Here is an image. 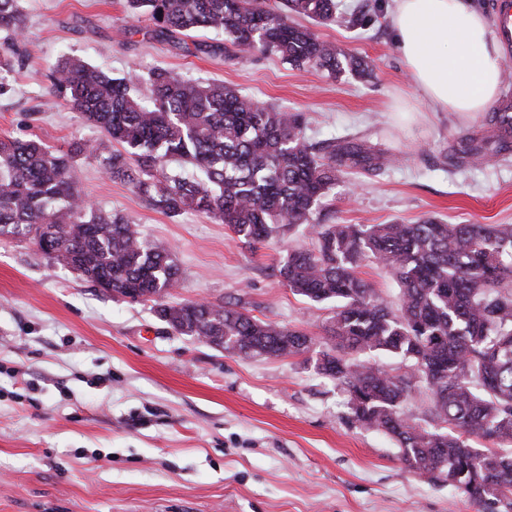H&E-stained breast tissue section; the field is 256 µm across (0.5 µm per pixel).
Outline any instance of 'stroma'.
<instances>
[{"mask_svg": "<svg viewBox=\"0 0 512 512\" xmlns=\"http://www.w3.org/2000/svg\"><path fill=\"white\" fill-rule=\"evenodd\" d=\"M27 58L0 97V136L67 149L99 131L49 94L67 53L120 76L164 68L218 82L261 104L303 112L319 141L355 135L391 163L337 181L329 224H512V155L460 168L448 154L483 116L433 109L391 40L393 0L363 5L350 30L315 26L320 40L366 58L371 76L297 69L276 56H194L117 30L145 19L124 0H22ZM85 197L138 224L180 268L178 301L235 298L249 314L320 338L329 305L294 295L274 269L312 247L299 226L241 243L223 223L170 218L108 179L95 159L75 168ZM0 512H475L448 484L409 471L395 439L353 424L349 396L304 357L241 359L171 332L150 304L110 296L27 241L0 237Z\"/></svg>", "mask_w": 512, "mask_h": 512, "instance_id": "1", "label": "stroma"}]
</instances>
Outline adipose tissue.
<instances>
[{
    "label": "adipose tissue",
    "mask_w": 512,
    "mask_h": 512,
    "mask_svg": "<svg viewBox=\"0 0 512 512\" xmlns=\"http://www.w3.org/2000/svg\"><path fill=\"white\" fill-rule=\"evenodd\" d=\"M394 42L408 73L443 112H484L501 88V49L465 0H395Z\"/></svg>",
    "instance_id": "adipose-tissue-1"
}]
</instances>
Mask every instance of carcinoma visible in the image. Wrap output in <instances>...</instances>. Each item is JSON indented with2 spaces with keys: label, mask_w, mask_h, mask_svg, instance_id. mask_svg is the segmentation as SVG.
Listing matches in <instances>:
<instances>
[{
  "label": "carcinoma",
  "mask_w": 512,
  "mask_h": 512,
  "mask_svg": "<svg viewBox=\"0 0 512 512\" xmlns=\"http://www.w3.org/2000/svg\"><path fill=\"white\" fill-rule=\"evenodd\" d=\"M145 15L149 39L197 53L276 55L297 68L363 76L369 63L321 41L289 15L319 23L366 16L336 14V0H124ZM20 0H0V97L24 64ZM49 93L102 134L65 151L34 138L0 137V236L30 241L51 261L115 297L151 302L174 332L224 352L302 356L307 333L243 312L239 303L172 301L180 270L171 254L144 240L138 225L86 201L74 167L92 156L113 181L174 218L193 210L226 224L246 245L304 225L315 246L288 252L278 275L310 302L333 304L315 370L349 394L352 421L395 438L401 460L432 480L455 471L481 512H512V225L325 224L322 204L342 176L384 170L388 160L360 138L313 142L304 112L266 107L222 83L185 79L165 69L114 77L65 54L50 68ZM486 117L488 135L461 137L448 164L461 167L512 152V101ZM375 260L399 288L382 300L359 276ZM384 352L402 360L391 375L347 352ZM428 389L429 421L403 415L411 380Z\"/></svg>",
  "instance_id": "1"
}]
</instances>
